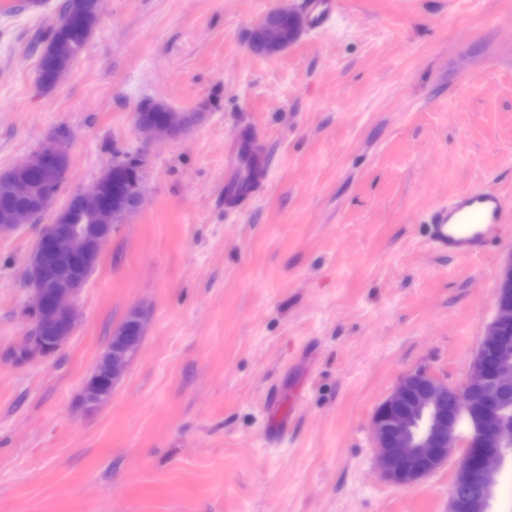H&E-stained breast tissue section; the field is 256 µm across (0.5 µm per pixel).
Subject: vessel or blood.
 Segmentation results:
<instances>
[{"mask_svg": "<svg viewBox=\"0 0 512 512\" xmlns=\"http://www.w3.org/2000/svg\"><path fill=\"white\" fill-rule=\"evenodd\" d=\"M336 9L335 0H307L306 19L325 24ZM264 176V161L252 138L243 137L230 149L224 165V205L230 210L246 207L250 192ZM503 201L497 193L474 190L455 196L447 205L430 212L431 239L437 248L471 256L481 253L491 225L499 223ZM479 223H469L470 215Z\"/></svg>", "mask_w": 512, "mask_h": 512, "instance_id": "b4317fda", "label": "vessel or blood"}]
</instances>
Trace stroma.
Here are the masks:
<instances>
[{
	"label": "stroma",
	"mask_w": 512,
	"mask_h": 512,
	"mask_svg": "<svg viewBox=\"0 0 512 512\" xmlns=\"http://www.w3.org/2000/svg\"><path fill=\"white\" fill-rule=\"evenodd\" d=\"M63 0H0V173L67 130L55 205L114 150L144 152L56 353L6 360L32 321L41 224L0 234V512H448L457 458L410 487L379 473L370 420L407 373L461 385L512 253V0H338L282 52L250 49L305 0H105L60 85L37 86ZM202 117L144 147L134 114ZM252 130L265 177L224 207V151ZM504 202L485 253L437 250L427 216ZM145 335L109 401L85 381L132 309ZM299 401L278 440L275 405Z\"/></svg>",
	"instance_id": "obj_1"
}]
</instances>
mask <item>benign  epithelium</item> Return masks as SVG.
<instances>
[{"label":"benign epithelium","instance_id":"obj_1","mask_svg":"<svg viewBox=\"0 0 512 512\" xmlns=\"http://www.w3.org/2000/svg\"><path fill=\"white\" fill-rule=\"evenodd\" d=\"M100 4L101 0H94L91 12H75L82 31L96 25ZM286 16L295 18L298 13L277 9L260 20L250 42L253 52L276 54L298 39L296 33L276 22ZM135 122L149 144L158 138H180L188 130L189 117L186 112H169L160 127L138 110ZM116 162L135 170L136 177L126 180L114 195L112 170L103 171L86 188L72 194L50 223L41 225L30 253L26 270L30 314L35 325L46 332L42 341L49 355L75 329L78 314L74 302L86 284L84 273L98 264L117 225L144 204L141 161L119 154ZM67 165L62 137L50 135L27 163L12 170L13 196L31 200L33 208L14 210L10 220L0 224V233L32 224L38 211L50 210ZM88 217L94 223H79ZM494 309L461 386L451 387L427 372L408 373L374 410L372 437L379 472L387 482L399 487L419 483L448 463L461 440L466 451L455 470L454 487L475 493L476 507L490 512L498 475L512 449V414L501 403L503 393L512 388V305L497 300ZM129 362L123 350L112 351L85 382L82 402L97 407L107 401L111 387L123 377Z\"/></svg>","mask_w":512,"mask_h":512}]
</instances>
